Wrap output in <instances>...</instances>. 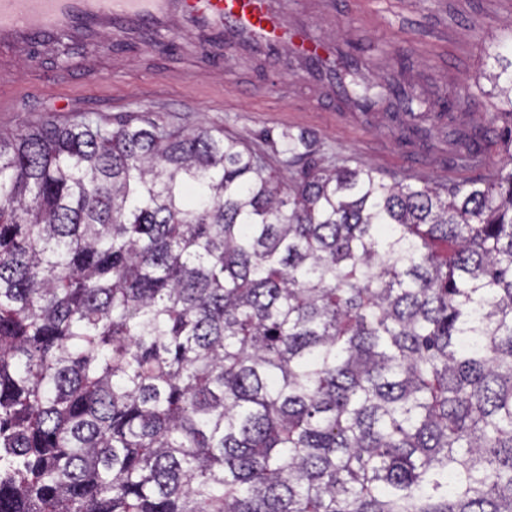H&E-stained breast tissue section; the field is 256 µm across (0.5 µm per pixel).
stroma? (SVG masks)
I'll list each match as a JSON object with an SVG mask.
<instances>
[{
  "mask_svg": "<svg viewBox=\"0 0 512 512\" xmlns=\"http://www.w3.org/2000/svg\"><path fill=\"white\" fill-rule=\"evenodd\" d=\"M289 21L305 26L328 45L336 34L360 39L365 76H384L395 55L407 58L403 82L426 99L423 122L433 130L427 144L403 137L404 119L388 105L349 112L336 95L313 83L296 61L281 63L224 46L212 59L199 36L166 34L164 41L128 33L83 37L85 50L69 56L46 44L40 52L19 48L8 56L12 89L0 130L45 120L73 121L85 113L103 119L152 118L174 126L202 125L261 145L263 135L301 133L320 156L349 166L366 163L383 177L417 174L449 183L468 178L457 167L450 126L480 122L493 111L483 96L476 112H441L448 94L475 92L487 63L482 49L512 48V0H282Z\"/></svg>",
  "mask_w": 512,
  "mask_h": 512,
  "instance_id": "stroma-1",
  "label": "stroma"
}]
</instances>
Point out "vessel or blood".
<instances>
[{
    "label": "vessel or blood",
    "instance_id": "vessel-or-blood-1",
    "mask_svg": "<svg viewBox=\"0 0 512 512\" xmlns=\"http://www.w3.org/2000/svg\"><path fill=\"white\" fill-rule=\"evenodd\" d=\"M190 28L225 45L306 63L326 45L288 23L278 0H0V47H22L66 31Z\"/></svg>",
    "mask_w": 512,
    "mask_h": 512
}]
</instances>
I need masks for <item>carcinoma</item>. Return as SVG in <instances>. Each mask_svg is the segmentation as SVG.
<instances>
[{"mask_svg": "<svg viewBox=\"0 0 512 512\" xmlns=\"http://www.w3.org/2000/svg\"><path fill=\"white\" fill-rule=\"evenodd\" d=\"M485 54L505 157L450 185L290 131L285 182L207 127L1 130L0 512H512V54ZM448 137L481 161L484 125Z\"/></svg>", "mask_w": 512, "mask_h": 512, "instance_id": "obj_1", "label": "carcinoma"}]
</instances>
